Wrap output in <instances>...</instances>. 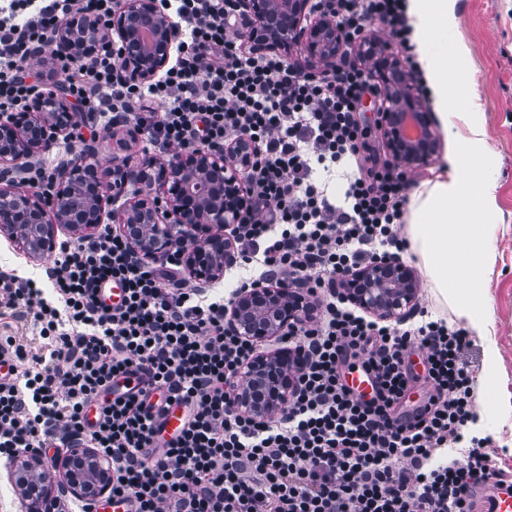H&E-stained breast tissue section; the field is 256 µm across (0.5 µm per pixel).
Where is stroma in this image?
I'll list each match as a JSON object with an SVG mask.
<instances>
[{
  "mask_svg": "<svg viewBox=\"0 0 512 512\" xmlns=\"http://www.w3.org/2000/svg\"><path fill=\"white\" fill-rule=\"evenodd\" d=\"M456 38L470 51L472 68L458 81L462 90L475 92L483 104L486 143L496 160L495 176L500 185L497 210L485 217L492 228L489 281L488 333L472 336L465 355L475 375L474 414L485 410L484 356L487 345L498 354L495 379L502 392L512 393V0H458ZM79 136L92 144L102 173L111 172L124 158H148L140 135L133 128L101 132L86 121ZM53 257L30 260L0 235V270L46 283L45 270ZM15 337L29 353H44V341L31 314L0 308V337ZM497 450V476L512 482V409L496 410L488 432Z\"/></svg>",
  "mask_w": 512,
  "mask_h": 512,
  "instance_id": "stroma-1",
  "label": "stroma"
}]
</instances>
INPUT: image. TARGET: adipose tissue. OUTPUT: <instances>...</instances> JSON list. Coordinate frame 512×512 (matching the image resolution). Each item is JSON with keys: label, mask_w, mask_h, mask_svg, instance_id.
I'll return each instance as SVG.
<instances>
[{"label": "adipose tissue", "mask_w": 512, "mask_h": 512, "mask_svg": "<svg viewBox=\"0 0 512 512\" xmlns=\"http://www.w3.org/2000/svg\"><path fill=\"white\" fill-rule=\"evenodd\" d=\"M411 42L431 92L447 148L442 171L411 197L408 239L436 301L477 335L488 326L490 228L498 182L491 172L481 104L458 102L453 80L469 53L454 37L456 0H406Z\"/></svg>", "instance_id": "obj_1"}]
</instances>
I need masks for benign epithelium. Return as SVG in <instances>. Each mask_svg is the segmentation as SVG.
I'll use <instances>...</instances> for the list:
<instances>
[{"instance_id": "obj_1", "label": "benign epithelium", "mask_w": 512, "mask_h": 512, "mask_svg": "<svg viewBox=\"0 0 512 512\" xmlns=\"http://www.w3.org/2000/svg\"><path fill=\"white\" fill-rule=\"evenodd\" d=\"M236 3L248 18L243 42L253 53L275 52L286 58L299 46L315 76L336 64L339 27L331 14L317 11L312 0ZM177 34L157 0H119L105 23L93 18L64 23L54 36V56L92 58L118 42L120 72L147 83L168 65ZM357 52L369 62V75L382 91L377 120L392 156L406 167L426 164L437 142L412 72L376 33H365ZM79 119L59 81L45 85L23 110L0 118V233L29 258L39 259L57 250L63 229L93 237L103 222L104 204L129 184L133 197L107 214L115 230L129 237L132 249L149 263L176 258L204 284L222 278L238 258L224 231L239 223L246 206L245 174L255 156L250 142L241 138L222 148L184 150L160 163L128 158L112 169L110 180L100 179L95 151L88 147L57 169L53 194L36 190L25 173L69 139ZM418 292L415 271L394 257H384L351 274L344 297L380 319L402 320L413 311ZM313 314L307 288L275 277L235 294L224 308V321L228 332L260 345ZM302 363V354L288 348L258 352L237 377L236 407L255 416L280 412L296 389ZM5 468L11 480L18 472L27 475L29 490L23 502L27 512H41L40 500L52 495L37 480L40 456L24 454ZM57 468L62 486L73 496L100 497L110 489V463L88 448L58 459Z\"/></svg>"}]
</instances>
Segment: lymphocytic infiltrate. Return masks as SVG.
Returning a JSON list of instances; mask_svg holds the SVG:
<instances>
[{
    "label": "lymphocytic infiltrate",
    "instance_id": "f902f5d3",
    "mask_svg": "<svg viewBox=\"0 0 512 512\" xmlns=\"http://www.w3.org/2000/svg\"><path fill=\"white\" fill-rule=\"evenodd\" d=\"M159 2L184 39L158 79L126 81L114 51L58 69L101 129L133 125L159 152L251 141L256 160L234 229L254 268L242 285L300 280L321 309L284 339L305 352L298 389L282 413L256 420L235 411L233 384L255 348L226 331L223 291L178 279L175 263L142 261L105 224L93 239L61 244L50 289L0 273V306L32 310L48 350L0 382V457L37 450L50 467L47 444L91 449L111 461L110 493L132 512H476L496 453L486 441L461 445L474 403L467 332L444 319L401 328L340 292L351 271L408 246L400 229L410 172L351 174L339 205L313 179L369 145L357 116L363 95L376 91L366 70L345 56L315 77L278 54L244 52L235 0ZM116 4L0 6V114L25 107L36 89L29 61L50 52L63 23L107 18ZM317 4L332 9L345 41L379 22L409 44L406 0ZM112 280L124 297L109 307L98 291ZM415 345L432 393L404 412L414 383L405 354ZM350 367L374 378L371 399L346 384ZM174 408L183 425L169 435L162 418Z\"/></svg>",
    "mask_w": 512,
    "mask_h": 512
}]
</instances>
